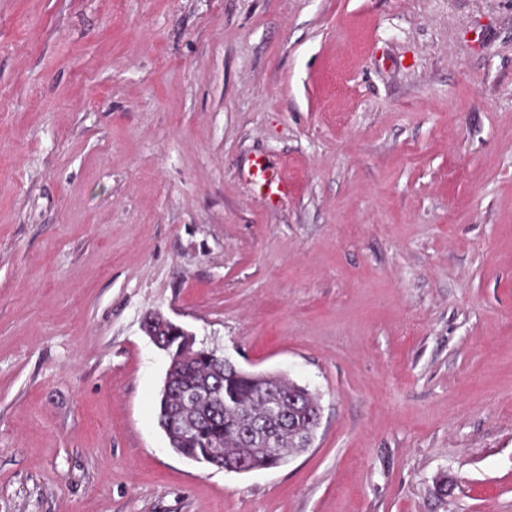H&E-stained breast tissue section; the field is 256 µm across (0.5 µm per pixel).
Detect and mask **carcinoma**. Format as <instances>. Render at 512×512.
<instances>
[{
	"label": "carcinoma",
	"instance_id": "1",
	"mask_svg": "<svg viewBox=\"0 0 512 512\" xmlns=\"http://www.w3.org/2000/svg\"><path fill=\"white\" fill-rule=\"evenodd\" d=\"M217 364L204 358L186 362L174 374V389L190 388L200 391L197 402L180 406L179 398H173L168 407L158 406V421L167 423L170 414L179 411L189 422H196L200 416L212 408L219 410L213 421L197 425L185 440H175L177 453L184 457L203 459L214 448L224 449V454L233 457H246L265 464L270 468L284 463L288 454L302 447L306 432L312 430L308 417L320 413L317 398L307 389L293 381L277 379H254L234 368L222 370L219 390L210 388L213 371ZM288 400V408L299 406L296 414L297 428L280 433L279 448L272 450L266 446L265 438L257 436L251 441H240L239 432L247 414L262 416L269 404Z\"/></svg>",
	"mask_w": 512,
	"mask_h": 512
}]
</instances>
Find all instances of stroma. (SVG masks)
<instances>
[{"label":"stroma","instance_id":"obj_1","mask_svg":"<svg viewBox=\"0 0 512 512\" xmlns=\"http://www.w3.org/2000/svg\"><path fill=\"white\" fill-rule=\"evenodd\" d=\"M150 313L312 447L176 454ZM0 512H512V0H0Z\"/></svg>","mask_w":512,"mask_h":512}]
</instances>
